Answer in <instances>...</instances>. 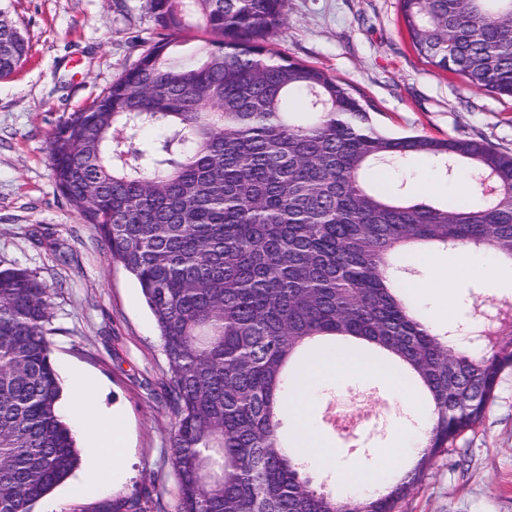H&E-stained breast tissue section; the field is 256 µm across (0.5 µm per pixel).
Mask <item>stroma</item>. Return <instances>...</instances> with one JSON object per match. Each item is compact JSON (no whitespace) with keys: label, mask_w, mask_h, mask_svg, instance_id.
Segmentation results:
<instances>
[{"label":"stroma","mask_w":512,"mask_h":512,"mask_svg":"<svg viewBox=\"0 0 512 512\" xmlns=\"http://www.w3.org/2000/svg\"><path fill=\"white\" fill-rule=\"evenodd\" d=\"M28 44L25 62L0 79V268L35 271L51 289L52 357L65 385L82 382L100 408L119 409L127 453L99 457L79 436L80 464L35 512H110L139 500L143 512H178L170 444L176 417L166 399L163 341L134 278L112 263L93 232L61 195L46 141L59 122L96 98L159 38L148 0H0ZM286 23L271 47L284 57L344 80L375 127L393 136H478L512 150V99L466 88L413 49L398 0H287ZM390 183L436 205L450 201L445 171L423 159L396 165ZM453 251L419 253L405 278L408 300L431 315L440 292L421 294L434 265ZM456 317L512 308V288L477 276L454 284ZM311 426L340 446L334 465H309L312 486L337 499L355 495L351 474L397 431H417L424 413L415 391L400 394L376 380L338 376L314 386ZM358 411L354 433L333 427L332 413ZM403 512H512V368L499 379L482 423L436 457L402 505Z\"/></svg>","instance_id":"1"}]
</instances>
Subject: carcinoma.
<instances>
[{
    "instance_id": "carcinoma-1",
    "label": "carcinoma",
    "mask_w": 512,
    "mask_h": 512,
    "mask_svg": "<svg viewBox=\"0 0 512 512\" xmlns=\"http://www.w3.org/2000/svg\"><path fill=\"white\" fill-rule=\"evenodd\" d=\"M286 0H149L163 31L46 150L56 186L136 280L163 340L179 512H399L433 459L481 424L512 334L453 350L406 302L397 262L434 243L512 262V151L476 137L385 136L339 78L269 48ZM426 61L512 97V0H399ZM207 35L181 48L191 18ZM28 46L0 11V77ZM443 163L469 202L408 197L379 167ZM47 286L0 269V512H33L80 461L59 411ZM342 338L429 407L423 449L381 490L338 500L285 439L294 364Z\"/></svg>"
}]
</instances>
